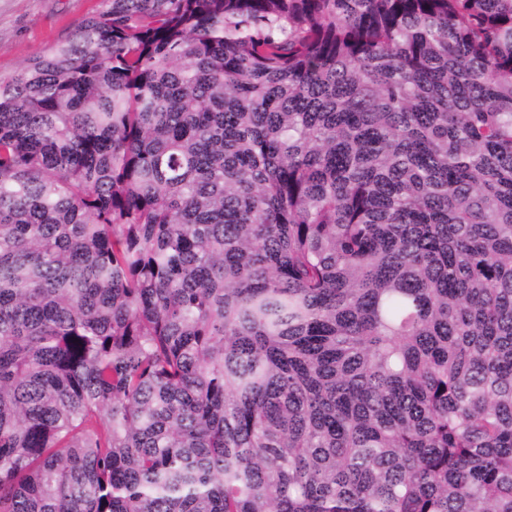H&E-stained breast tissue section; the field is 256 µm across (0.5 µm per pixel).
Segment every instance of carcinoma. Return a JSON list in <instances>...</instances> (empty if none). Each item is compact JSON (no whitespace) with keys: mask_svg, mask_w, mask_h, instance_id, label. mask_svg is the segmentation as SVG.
<instances>
[{"mask_svg":"<svg viewBox=\"0 0 512 512\" xmlns=\"http://www.w3.org/2000/svg\"><path fill=\"white\" fill-rule=\"evenodd\" d=\"M0 512H512V0H102L0 78Z\"/></svg>","mask_w":512,"mask_h":512,"instance_id":"cac0c4a2","label":"carcinoma"}]
</instances>
